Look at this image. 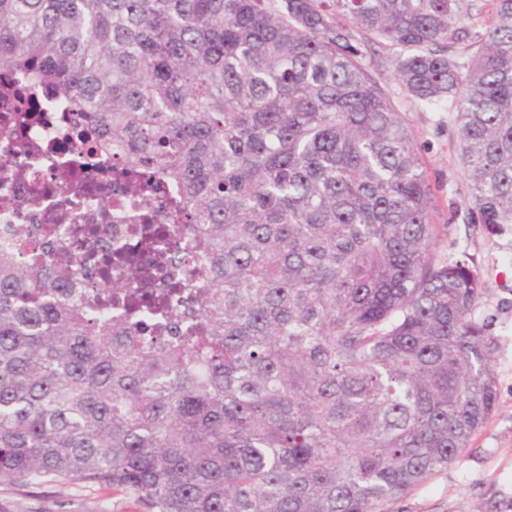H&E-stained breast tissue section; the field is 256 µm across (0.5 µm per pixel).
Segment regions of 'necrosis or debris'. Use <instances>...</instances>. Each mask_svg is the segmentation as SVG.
<instances>
[{
  "mask_svg": "<svg viewBox=\"0 0 512 512\" xmlns=\"http://www.w3.org/2000/svg\"><path fill=\"white\" fill-rule=\"evenodd\" d=\"M92 131L43 102L31 111L20 83L0 71V241L28 229L24 255L63 246L74 253L132 241L143 211L164 215L167 195L132 196L112 176V157L94 150Z\"/></svg>",
  "mask_w": 512,
  "mask_h": 512,
  "instance_id": "1",
  "label": "necrosis or debris"
}]
</instances>
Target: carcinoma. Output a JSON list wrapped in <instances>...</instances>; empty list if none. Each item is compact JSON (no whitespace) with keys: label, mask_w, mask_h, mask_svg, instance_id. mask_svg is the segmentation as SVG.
Returning <instances> with one entry per match:
<instances>
[{"label":"carcinoma","mask_w":512,"mask_h":512,"mask_svg":"<svg viewBox=\"0 0 512 512\" xmlns=\"http://www.w3.org/2000/svg\"><path fill=\"white\" fill-rule=\"evenodd\" d=\"M0 0V70L170 191L204 283L149 296L0 244V485L145 512H390L492 414L487 290L440 262L413 131L362 65L455 104L471 221L512 225V0ZM140 244L165 249L147 225Z\"/></svg>","instance_id":"obj_1"}]
</instances>
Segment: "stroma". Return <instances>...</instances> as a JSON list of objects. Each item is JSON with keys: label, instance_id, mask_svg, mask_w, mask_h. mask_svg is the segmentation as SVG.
<instances>
[{"label": "stroma", "instance_id": "stroma-1", "mask_svg": "<svg viewBox=\"0 0 512 512\" xmlns=\"http://www.w3.org/2000/svg\"><path fill=\"white\" fill-rule=\"evenodd\" d=\"M364 64L409 123L435 189L436 257L467 256L487 284L476 309L493 341L491 367L497 406L487 423L447 470L416 487L394 512H512V225L492 232L471 223L469 183L456 154L455 115L408 98L394 71V53L377 45ZM0 512H144L137 497L82 482L0 486Z\"/></svg>", "mask_w": 512, "mask_h": 512}]
</instances>
